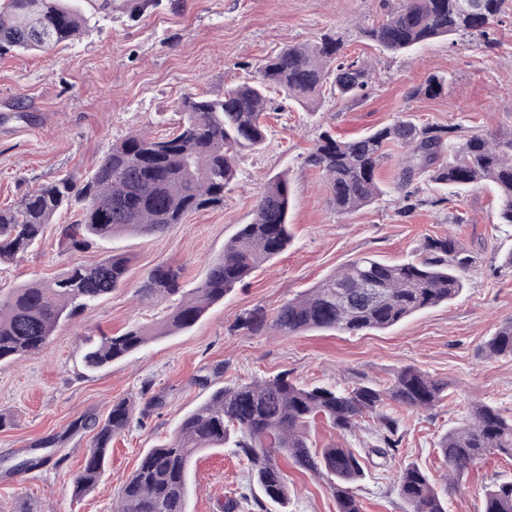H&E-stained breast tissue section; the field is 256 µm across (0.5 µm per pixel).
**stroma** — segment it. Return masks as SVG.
<instances>
[{"instance_id":"stroma-1","label":"stroma","mask_w":512,"mask_h":512,"mask_svg":"<svg viewBox=\"0 0 512 512\" xmlns=\"http://www.w3.org/2000/svg\"><path fill=\"white\" fill-rule=\"evenodd\" d=\"M383 0H162L138 20L117 14L90 20L81 38L44 54L0 57V207L10 206L58 176L82 180L112 142L148 130L163 133L177 120L173 105L190 93L223 96L226 87L255 75L268 57L294 44L316 42L326 33L342 40V53L369 68L371 82L359 101L344 103L324 94L308 108L282 109L271 94L265 121L270 136L246 152L237 180L224 192V206L188 216L164 233L122 234L82 252L64 250L57 216L33 252L0 265V289L49 279L77 264L111 253L126 255L124 284L59 328L49 346L0 366V512L18 501L36 512H112L125 479L139 459L174 433L180 419L217 387L288 374L302 385H383L401 367L413 365L448 381L453 405L422 414L402 413L401 442L393 460L369 466L355 492L363 512H402L396 473L409 462L440 477L437 443L458 425L476 400L512 417V356L488 358L485 342L512 319V268L501 258L512 252V226L497 224L496 195L487 186L469 190L461 202L431 205L435 192L423 187L427 206L401 215L391 186L394 162L383 163V200L339 216L331 209L318 171L304 162L323 131L348 139L388 124L403 113L422 122L459 123L485 134L512 135V0L498 18L499 43L483 51L476 37L439 40L411 53L392 55L361 40L357 29L381 21ZM433 74L446 76L448 91L429 99L411 97ZM287 173L293 206L292 239L275 260L213 305L189 331L150 341L131 358L98 372L81 363L88 339L118 334L133 325L155 327L172 303L140 302L137 288L154 266L182 270L185 290L197 288L224 243L249 223L269 178ZM466 213L450 223L451 213ZM453 236L473 258L467 285L452 301L424 310L389 330L357 335L313 331L282 336L268 329H241L245 312L272 310L350 260L368 254L387 261L422 257L427 238ZM161 408L112 441L101 479L73 497L71 479L92 444L90 429L73 431L80 418H101L113 402L140 404L143 386ZM316 448L339 444L368 448L379 442L374 421L343 436L326 422L310 429ZM51 462L18 476L15 466L41 443ZM290 497L287 510L257 507L261 493L235 449L200 453L188 477V512H220L225 498L243 497L244 512H336V500L320 476L284 464ZM512 480V457L492 454L465 475L448 496V512H479L486 486Z\"/></svg>"}]
</instances>
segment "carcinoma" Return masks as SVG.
<instances>
[{
  "label": "carcinoma",
  "instance_id": "cac0c4a2",
  "mask_svg": "<svg viewBox=\"0 0 512 512\" xmlns=\"http://www.w3.org/2000/svg\"><path fill=\"white\" fill-rule=\"evenodd\" d=\"M505 0H398L382 22L361 26V38L389 52L422 46L437 38L477 36L480 46L495 48L492 25ZM159 0H0V56L38 54L79 38L90 18L114 13L138 18ZM370 75L358 62L341 56L336 35L290 45L261 65L257 76L224 90V96L187 94L174 111L175 130L164 135L132 134L108 148L82 181L62 176L24 193L0 208V263L35 250L53 217L76 212L72 224L59 226L62 246L83 251L97 242L134 232L162 233L201 211L224 207V191L237 178L242 152L257 150L268 139V89L303 105L331 84L346 102L359 100ZM446 80L430 77L412 95L437 97ZM399 148L395 191L406 215L426 203L413 182L423 180L458 192L486 184L497 192L496 218L512 225V138L497 140L470 132L460 124L439 126L402 115L361 136L339 139L324 132L306 157L326 182L329 203L348 215L374 202L381 190L377 172ZM288 180L276 176L261 191L251 223L243 224L224 244V252L208 266L200 285L186 293L181 272L154 267L137 296L179 301L156 329L133 326L102 336L83 356L95 371L140 350L152 336H170L193 327L205 310L241 285L260 265L280 255L291 238ZM419 262H387L360 256L319 281L303 294L267 312L256 308L241 327L258 333L267 328L283 336L309 331L358 334L389 329L425 309L448 302L462 291L472 259L453 237H431ZM129 259L110 254L92 265H73L49 279L0 294V363L18 361L44 349L55 330L77 319L88 307L112 293L126 279ZM488 357L512 356V320L504 322L485 343ZM450 397L448 383L414 366L400 368L388 386L358 383L339 389L304 386L283 374L214 390L185 415L174 434L150 449L124 482L113 512H187L188 475L195 457L232 442L246 460L250 478L263 496L285 508L286 459L299 469L324 475L336 498V512H362L353 485L363 479L372 456L385 461L397 447L401 418L386 407L411 413L430 412ZM377 421L380 444L363 452L331 445L312 447L307 430L316 421L351 432L363 419ZM133 407L112 404L90 427L93 445L72 479L78 498L99 480L112 439L128 429ZM512 455V419L496 407L472 402L465 420L445 433L437 453L445 467L436 482L414 463L400 467L397 492L405 512H448V490L459 485L471 466L491 453ZM480 512H512V481L494 483L484 494Z\"/></svg>",
  "mask_w": 512,
  "mask_h": 512
}]
</instances>
